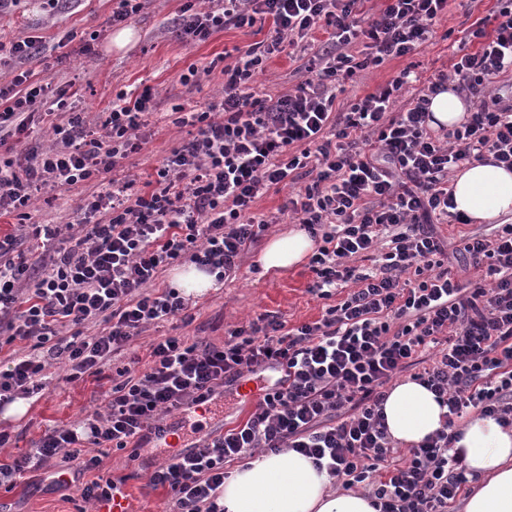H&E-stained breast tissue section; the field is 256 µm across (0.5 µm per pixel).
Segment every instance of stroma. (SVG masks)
Wrapping results in <instances>:
<instances>
[{"label":"stroma","mask_w":512,"mask_h":512,"mask_svg":"<svg viewBox=\"0 0 512 512\" xmlns=\"http://www.w3.org/2000/svg\"><path fill=\"white\" fill-rule=\"evenodd\" d=\"M185 3L186 0H151L147 9L126 20V27L135 31L136 40L118 51L111 47L117 29L112 22L113 0H70L55 13L42 10L37 0H22L18 7L0 12V41L28 38L40 41L43 58L31 64L36 78L55 86L75 80L76 93L68 103L73 111L85 113L92 122L111 107L117 93L152 88L156 108L148 117V142L142 153L122 163L126 175L141 184L154 173L177 140L187 134L186 129L174 122L175 109L180 107L190 112L201 105L220 102L224 77L220 69L212 68V61L225 55L238 58L249 45L266 40L271 29L270 20L261 17L253 27L218 29L201 42L183 39L178 37L177 28ZM465 3L466 0H449L447 14L436 23L433 36L426 44L411 55L364 72L357 83L346 85L344 92L339 93V101L374 91L410 65L427 75L449 70L452 34L464 27ZM93 32L98 35L94 50L83 53L82 46ZM300 65L299 59L284 52L270 56L263 73L252 85L253 92L259 97H274L294 88L300 81L295 73ZM191 67L199 71L195 82L182 83V75ZM97 190V184L90 183L52 199L39 195L28 208L30 221L34 224L71 222L81 199ZM288 193V188L274 187L257 201L254 215L270 220L271 225L245 256L236 278L193 298L189 318L150 326L135 342L134 352H143L146 344L158 336H193L200 341L219 342L226 330L266 311L279 312L292 324L321 317L323 300L306 290L313 279L308 264L271 274L264 272L259 263L269 241L291 229L289 223L271 221ZM99 392L97 382L91 380L62 382L41 399L28 400L23 416L0 418V428L13 436L10 447L0 450V455L27 451L46 429L92 410ZM252 407V401L247 398L228 393L224 396L222 420L180 410L171 414L169 420L185 426L200 424L199 436L205 439L245 420ZM98 454L103 475L125 478L123 490L133 512H167L166 491L150 489L147 474L152 463L168 456V449L147 445L136 461L129 460L126 452L109 448L99 449ZM0 512H95V507L81 498L77 487L58 489L51 475L45 473L36 480L23 478L11 491L0 490Z\"/></svg>","instance_id":"stroma-1"}]
</instances>
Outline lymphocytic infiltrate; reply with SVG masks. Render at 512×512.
I'll use <instances>...</instances> for the list:
<instances>
[{
    "instance_id": "lymphocytic-infiltrate-1",
    "label": "lymphocytic infiltrate",
    "mask_w": 512,
    "mask_h": 512,
    "mask_svg": "<svg viewBox=\"0 0 512 512\" xmlns=\"http://www.w3.org/2000/svg\"><path fill=\"white\" fill-rule=\"evenodd\" d=\"M366 0H218L216 9H183L179 35L206 40L212 31L272 21L269 40L224 66V96L178 125L188 138L172 147L152 180L136 188L116 177L140 153L154 95L118 93L99 124L79 112L53 125L54 143H13L27 135L47 104L67 109L72 82L36 81L28 63L34 40L13 42L0 67V347L21 343L0 367V406L43 396L53 364L66 382L102 377V411L47 430L33 449L0 462V488L50 467L55 486L81 476L87 502H108L123 481L100 475V448L138 460L164 416L210 404L241 381L274 369L248 418L201 445L170 454L147 477L171 497L172 512H224L227 462L261 449L293 450L326 466L343 488L371 489L379 512H448L466 483L458 419L469 414L512 426V225L472 234L461 251L481 274L462 285L445 267L435 222L453 205L449 175L492 156L512 169V104L488 86L512 73V0H497L458 44L451 74L421 79L411 69L375 92L338 103L336 87L385 61L405 57L433 35L448 0H384L365 17ZM326 46L315 78L277 98L249 90L264 62L298 47L316 28ZM454 87L476 106L465 121L433 137L434 95ZM306 180L289 195L291 215L317 244L309 294L326 300L322 318L289 326L265 312L229 331L221 343L163 336L146 358L114 361L150 324L186 315L178 289L158 287L167 268L190 263L217 283L235 278L244 256L270 225L251 209L271 187ZM96 181L79 206L76 231L29 223L27 207L43 189L67 191ZM388 250L373 271L353 262L378 243ZM417 283L404 280L407 271ZM433 352L419 381L447 406L442 429L400 452L385 426L387 384Z\"/></svg>"
}]
</instances>
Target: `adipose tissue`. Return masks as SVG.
Returning a JSON list of instances; mask_svg holds the SVG:
<instances>
[{
    "mask_svg": "<svg viewBox=\"0 0 512 512\" xmlns=\"http://www.w3.org/2000/svg\"><path fill=\"white\" fill-rule=\"evenodd\" d=\"M456 212L475 224L512 215V170L485 160L466 165L453 178ZM312 249L304 230L275 237L260 257L263 270L300 264ZM385 425L403 446L420 444L441 429L446 410L414 380L396 383L383 404ZM479 482L463 512H512V428L493 418H472L458 442ZM332 477L302 454L264 452L238 467L224 482V512H377L361 492L332 491Z\"/></svg>",
    "mask_w": 512,
    "mask_h": 512,
    "instance_id": "ef3b65f1",
    "label": "adipose tissue"
}]
</instances>
